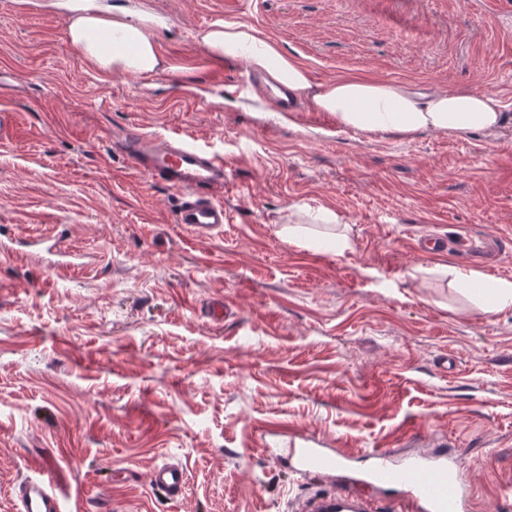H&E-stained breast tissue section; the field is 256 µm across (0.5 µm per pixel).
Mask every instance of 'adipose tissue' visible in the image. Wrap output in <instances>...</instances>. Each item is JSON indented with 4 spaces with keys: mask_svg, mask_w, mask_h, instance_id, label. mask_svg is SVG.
Returning <instances> with one entry per match:
<instances>
[{
    "mask_svg": "<svg viewBox=\"0 0 512 512\" xmlns=\"http://www.w3.org/2000/svg\"><path fill=\"white\" fill-rule=\"evenodd\" d=\"M164 19L144 11L113 7L104 14L92 7L70 17L71 43L105 74L157 72L162 61L155 34ZM201 44L211 53L244 61L304 100L335 116L338 126L368 133H409L420 130L470 132L490 130L503 120V104L493 95L448 91L421 96L402 83L373 81L359 75L315 83L306 67L286 55L262 30L227 23L204 31ZM443 272L473 287L487 309H512V281H485L446 264Z\"/></svg>",
    "mask_w": 512,
    "mask_h": 512,
    "instance_id": "adipose-tissue-1",
    "label": "adipose tissue"
}]
</instances>
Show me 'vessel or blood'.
Segmentation results:
<instances>
[{
  "label": "vessel or blood",
  "instance_id": "b4317fda",
  "mask_svg": "<svg viewBox=\"0 0 512 512\" xmlns=\"http://www.w3.org/2000/svg\"><path fill=\"white\" fill-rule=\"evenodd\" d=\"M121 148L136 170L177 195V224L198 237L223 231L227 169L223 153L179 136L159 140L140 132L127 134ZM276 455L302 477L331 478L345 466L326 449L300 445L292 438L281 442ZM371 459L369 467L354 475L353 490L303 498L297 512H469L472 487L447 456L414 460L402 470L391 468L385 452H372ZM187 483V471L179 463L155 465L150 474L151 486L172 500L184 495ZM16 499L18 512H72L44 465L25 476Z\"/></svg>",
  "mask_w": 512,
  "mask_h": 512
}]
</instances>
